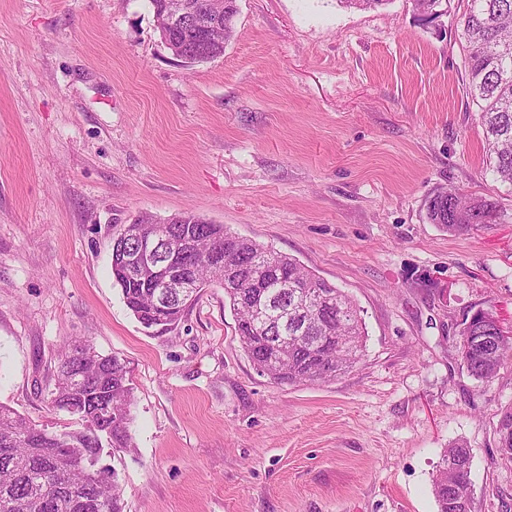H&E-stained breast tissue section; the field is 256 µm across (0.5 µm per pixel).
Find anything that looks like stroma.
I'll list each match as a JSON object with an SVG mask.
<instances>
[{"mask_svg": "<svg viewBox=\"0 0 512 512\" xmlns=\"http://www.w3.org/2000/svg\"><path fill=\"white\" fill-rule=\"evenodd\" d=\"M458 12L238 0L223 54L186 64L148 0H0V403L63 431L49 397L69 345L124 360L132 446L103 458L124 512H438L452 443L472 512H512V363L481 383L455 345L479 310L512 327V192L483 163ZM441 187L505 217L449 235L426 218ZM142 213L204 217L345 291L361 363L271 382L216 284L146 333L111 273ZM498 448L501 459L512 462V406L502 412L498 429Z\"/></svg>", "mask_w": 512, "mask_h": 512, "instance_id": "obj_1", "label": "stroma"}]
</instances>
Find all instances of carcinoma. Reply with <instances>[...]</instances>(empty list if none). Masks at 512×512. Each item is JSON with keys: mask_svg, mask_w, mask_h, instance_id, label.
I'll return each mask as SVG.
<instances>
[{"mask_svg": "<svg viewBox=\"0 0 512 512\" xmlns=\"http://www.w3.org/2000/svg\"><path fill=\"white\" fill-rule=\"evenodd\" d=\"M224 29L208 40L209 54L195 64L223 54L238 13L237 0H222ZM467 93L478 107L485 137L487 168L512 187V0H466L460 17ZM427 219L453 236L488 229L502 220L498 205L456 188L434 192L426 200ZM168 247L145 274L125 273L123 255L131 242L116 237L111 272L122 299L147 329L178 324L189 302L179 297L156 300L158 281L177 274L192 293L210 283L236 282L224 289L236 319L242 348L256 369L276 384L326 382L352 370L363 352L365 331L360 310L335 285L316 277L295 258L253 240L235 236L224 225L193 214L165 225ZM307 289L309 324L298 332L293 318L278 304L283 279ZM271 300L266 314L288 345L252 318L253 304ZM480 317L465 318L457 351L468 375L491 382L512 359V338L492 340ZM50 405L76 418V428L49 433L13 408L0 403V512H123L114 470L98 466L89 476L78 467L103 449L131 447L129 427L134 398L126 365L92 347L73 345L62 356ZM502 459L512 462V406L502 412L498 429ZM471 455L461 444L443 450L433 479L438 512H471Z\"/></svg>", "mask_w": 512, "mask_h": 512, "instance_id": "cac0c4a2", "label": "carcinoma"}]
</instances>
